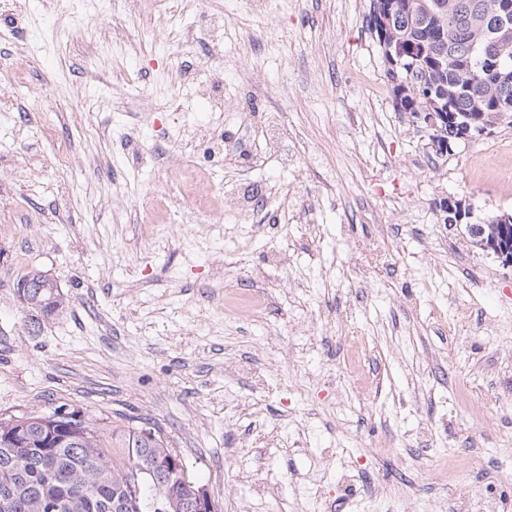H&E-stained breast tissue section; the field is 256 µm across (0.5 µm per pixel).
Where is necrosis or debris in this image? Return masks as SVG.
<instances>
[{
    "mask_svg": "<svg viewBox=\"0 0 512 512\" xmlns=\"http://www.w3.org/2000/svg\"><path fill=\"white\" fill-rule=\"evenodd\" d=\"M183 14L196 18L195 27L175 28L160 23L158 34L171 46L179 58L177 79L180 84L195 87L207 97L211 109L221 112L224 102L223 33L228 11L200 13L198 0H181ZM105 73H118L126 80L127 89L141 109L158 111L156 104L142 83L140 71L129 66L122 53H112L101 61ZM188 140L194 141L196 153L184 155L174 140L154 142L152 153L158 155L165 172L164 193L148 192L140 196L134 207L143 223L156 224L180 214L186 224H220L225 216H250L260 213L264 202L249 182L237 181L228 185L214 182L210 174L224 164V128L211 125L204 130L185 129Z\"/></svg>",
    "mask_w": 512,
    "mask_h": 512,
    "instance_id": "obj_1",
    "label": "necrosis or debris"
}]
</instances>
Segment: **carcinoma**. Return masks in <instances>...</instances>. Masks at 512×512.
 <instances>
[{
  "label": "carcinoma",
  "mask_w": 512,
  "mask_h": 512,
  "mask_svg": "<svg viewBox=\"0 0 512 512\" xmlns=\"http://www.w3.org/2000/svg\"><path fill=\"white\" fill-rule=\"evenodd\" d=\"M448 4V11L434 10L423 26L393 27L388 39L425 48L423 60L413 74L400 70L391 78L425 79L446 92L448 111L470 119L472 127L499 122L497 104L502 95L512 98V46L506 65L495 71L484 46L491 35L469 22L458 24L455 6L461 0H435ZM448 44V63L439 65L436 48ZM24 278L41 279L46 289L31 310L36 316L61 315L66 299L50 278L31 269ZM149 427L153 434L143 436ZM169 450L161 429L147 418L133 417L74 431L72 442L42 454L40 448L0 446V493L11 497L12 506L0 512H47L46 496L56 505L52 512H112V501H125V512H152L151 504L179 491L174 484L158 486L138 472L139 449Z\"/></svg>",
  "instance_id": "carcinoma-1"
}]
</instances>
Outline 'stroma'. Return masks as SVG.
<instances>
[{"label":"stroma","mask_w":512,"mask_h":512,"mask_svg":"<svg viewBox=\"0 0 512 512\" xmlns=\"http://www.w3.org/2000/svg\"><path fill=\"white\" fill-rule=\"evenodd\" d=\"M16 7L30 36L0 41V225L25 230L0 236V415L150 419L218 512H300L319 498L337 512H448L503 491L512 270L445 224L439 203L512 211V190L485 176L512 159V124L437 155L396 107L370 0H270L261 16L239 0L220 114L176 86L154 0H138L114 23L138 32L132 64L148 90L178 103L158 132L223 124L213 180L268 189L263 217L225 220L220 234L164 224L146 243L128 203L162 192L164 174L126 148L142 134L134 105L95 66L111 34L64 0ZM252 82L282 112L299 172L265 155L258 104L242 93ZM60 144L88 166L61 163ZM280 249L287 264L267 265ZM34 267L68 300L37 329L16 295ZM254 286L264 315L226 318L225 298ZM412 460L428 489L403 486ZM374 483L388 495L371 496Z\"/></svg>","instance_id":"1"}]
</instances>
